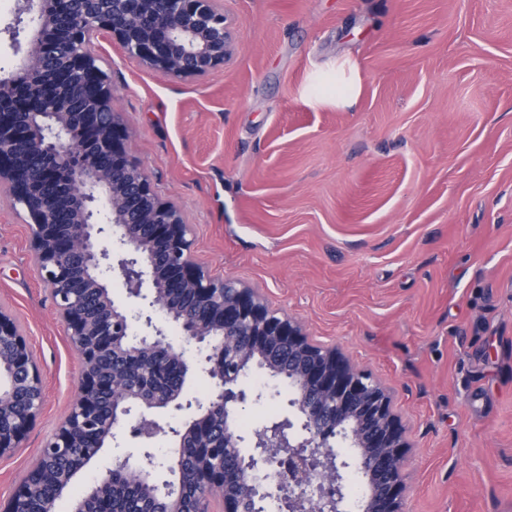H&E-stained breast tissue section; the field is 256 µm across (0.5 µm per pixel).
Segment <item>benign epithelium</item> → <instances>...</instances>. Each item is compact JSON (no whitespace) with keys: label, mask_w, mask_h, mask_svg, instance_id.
I'll return each instance as SVG.
<instances>
[{"label":"benign epithelium","mask_w":512,"mask_h":512,"mask_svg":"<svg viewBox=\"0 0 512 512\" xmlns=\"http://www.w3.org/2000/svg\"><path fill=\"white\" fill-rule=\"evenodd\" d=\"M49 0H18L11 22L0 28L23 53L19 67L0 75V188L23 211L39 276L65 325L82 364L74 396L55 432L0 512H29L41 487L48 454L71 451L89 438L87 465L107 443L131 439L138 455L113 460L128 478L160 496L166 512H182L179 463L151 452L160 436L177 450L194 441L196 478L204 493L194 512H210L219 499L224 512L239 501L224 495V470L217 441L242 447L239 409L253 398L241 381L224 379V343L239 344L245 359L282 344L316 352L300 323L270 309L251 289L210 277L195 261L182 211L161 201L149 176L126 146L122 117L112 105V85L93 52L110 39L148 68L175 79H200L229 62L235 52L224 0H111L102 10L60 15ZM122 278L141 311L131 313L108 289L107 274ZM161 314L164 323L154 318ZM140 323L131 331L132 322ZM173 323L198 344L188 360L170 341ZM142 358L165 354L183 373L201 372L211 383L205 400L175 391L162 399L128 387L124 378L101 370L114 353ZM292 414L256 430L253 452L244 459L247 492L255 512H350L346 476H386L385 496L367 493L361 512H404L408 445L391 398L368 372L334 350L288 380ZM312 388L344 414L360 405L370 430L315 422L327 420L320 404H308ZM108 394L110 416L100 420V398ZM43 408L41 372L13 314L0 306V456L20 447ZM175 476L166 480L161 473Z\"/></svg>","instance_id":"obj_1"}]
</instances>
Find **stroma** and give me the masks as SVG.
Returning a JSON list of instances; mask_svg holds the SVG:
<instances>
[{"label":"stroma","instance_id":"stroma-1","mask_svg":"<svg viewBox=\"0 0 512 512\" xmlns=\"http://www.w3.org/2000/svg\"><path fill=\"white\" fill-rule=\"evenodd\" d=\"M235 54L175 80L97 52L131 156L179 207L216 278L393 395L411 450L404 512H512V0H224ZM358 76L350 107L327 92ZM0 305L44 379L34 429L0 457L9 497L66 411L80 362L23 213L0 204ZM241 412L289 411L265 370ZM102 449L59 500L102 478Z\"/></svg>","mask_w":512,"mask_h":512}]
</instances>
